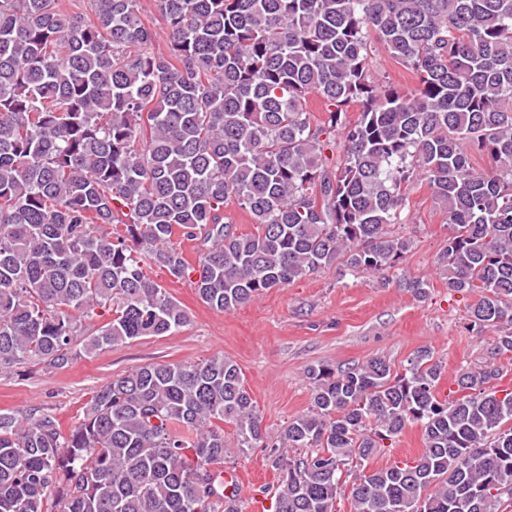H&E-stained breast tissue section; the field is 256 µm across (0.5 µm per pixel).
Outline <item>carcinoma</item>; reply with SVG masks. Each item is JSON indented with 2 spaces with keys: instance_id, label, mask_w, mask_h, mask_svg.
Returning a JSON list of instances; mask_svg holds the SVG:
<instances>
[{
  "instance_id": "cac0c4a2",
  "label": "carcinoma",
  "mask_w": 512,
  "mask_h": 512,
  "mask_svg": "<svg viewBox=\"0 0 512 512\" xmlns=\"http://www.w3.org/2000/svg\"><path fill=\"white\" fill-rule=\"evenodd\" d=\"M88 3L89 23L0 0V371L179 332L154 267L219 312L337 261L390 269L420 179L451 228L448 290L479 295L471 327L512 352V0H158L164 52L137 0ZM379 46L412 86L375 77ZM231 201L255 230L224 221ZM441 374L428 350L395 372L311 365L309 410L270 444L233 361L137 367L67 432L0 410V512H242L226 423L241 451L270 449L275 512H335L344 474L353 512H502L512 392L487 364L441 399ZM414 423L417 458L361 469Z\"/></svg>"
}]
</instances>
